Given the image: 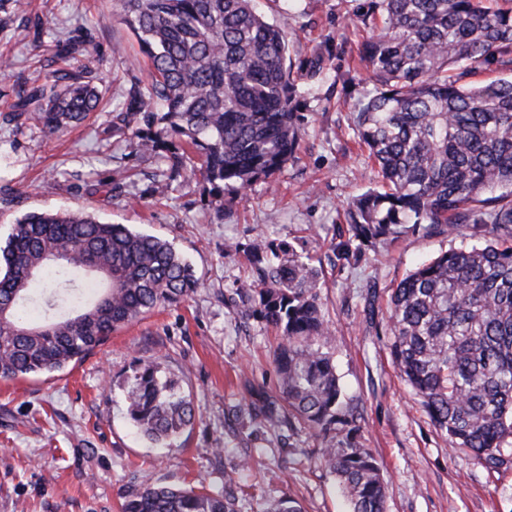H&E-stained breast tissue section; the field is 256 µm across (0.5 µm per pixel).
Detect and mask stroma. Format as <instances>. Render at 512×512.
Wrapping results in <instances>:
<instances>
[{"instance_id":"1","label":"stroma","mask_w":512,"mask_h":512,"mask_svg":"<svg viewBox=\"0 0 512 512\" xmlns=\"http://www.w3.org/2000/svg\"><path fill=\"white\" fill-rule=\"evenodd\" d=\"M288 34L302 117L301 147L275 185L225 191L216 217L198 175L158 178L156 157L107 134L132 82L148 79L147 60L108 0H31L23 22L0 30V238L35 209L85 212L162 236L204 283L193 295L115 331L82 362L52 375L0 381V512H120L148 485L216 490L238 473L242 512L260 499L298 500L305 512H348L336 478L308 459L320 440L297 427L274 432L251 421L250 390L278 391V332L243 314L239 289L255 279L229 243L262 240L292 249L321 268L320 301L334 328L331 354L345 398L386 482L387 512H512V467L489 470L452 450L394 366L385 333L391 288L419 263L468 239L408 232L387 247L351 237L347 209L374 181L352 114L373 89L359 61L367 31L364 0H260ZM91 34L98 45L97 118L57 135L8 125L17 91L44 68L59 37ZM320 59L313 76L308 63ZM119 188L108 189L109 180ZM160 360L199 414L172 447L138 438L122 388L141 363Z\"/></svg>"}]
</instances>
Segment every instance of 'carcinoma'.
<instances>
[{
    "mask_svg": "<svg viewBox=\"0 0 512 512\" xmlns=\"http://www.w3.org/2000/svg\"><path fill=\"white\" fill-rule=\"evenodd\" d=\"M255 0H116L147 59L112 135L162 160L169 182L200 173L211 205L224 190L273 182L300 148L288 33ZM26 13L0 0V29ZM374 91L352 113L377 173L349 210L362 243L388 244L407 225L450 236L460 225L496 243L451 248L392 289L386 326L393 362L450 448L490 470L512 464V80L460 84V66L512 71V0H370L360 18ZM69 61L18 91L9 121L47 136L91 117L99 93L90 36L66 37ZM258 287L244 313L281 331L279 396L246 404L272 428L299 425L322 437L319 454L351 512H386L380 465L357 440L328 351L332 329L317 291L319 272L263 241L245 247ZM202 287L192 264L166 239L79 212L22 214L0 244V380L50 375L82 360L112 332ZM136 433L164 447L193 425L197 410L159 365L140 366L125 390ZM122 512H240L204 486L149 485ZM260 512H302L293 498Z\"/></svg>",
    "mask_w": 512,
    "mask_h": 512,
    "instance_id": "carcinoma-1",
    "label": "carcinoma"
}]
</instances>
